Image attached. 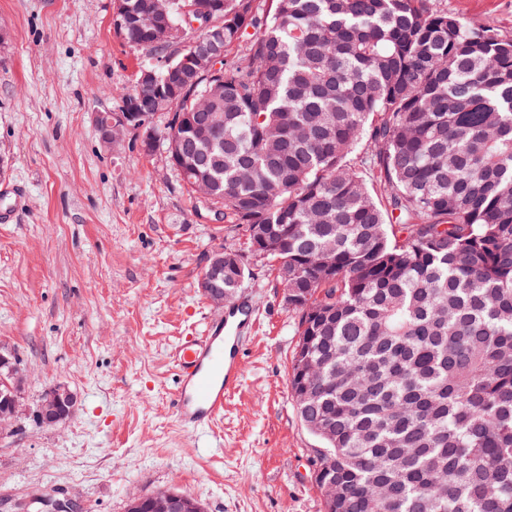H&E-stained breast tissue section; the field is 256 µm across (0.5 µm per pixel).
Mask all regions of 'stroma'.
Wrapping results in <instances>:
<instances>
[{"mask_svg":"<svg viewBox=\"0 0 512 512\" xmlns=\"http://www.w3.org/2000/svg\"><path fill=\"white\" fill-rule=\"evenodd\" d=\"M512 32V0H440ZM0 352L13 354L28 409L0 432V512L55 490L79 512H126L131 495L173 489L206 512H324L311 479L318 442L288 390L295 313L243 227L201 202L162 148L130 135L105 150L95 113L118 111L149 57L116 30L112 0H0ZM27 192L15 207L11 187ZM238 251L240 293L258 311L241 386L212 431L172 415L178 341L217 314L197 280L212 252ZM72 420L41 426L56 382ZM77 407L75 393L66 383L58 382L49 387L38 399L34 415L40 424L56 427L71 419Z\"/></svg>","mask_w":512,"mask_h":512,"instance_id":"obj_1","label":"stroma"}]
</instances>
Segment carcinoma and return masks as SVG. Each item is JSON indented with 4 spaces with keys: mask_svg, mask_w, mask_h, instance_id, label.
Wrapping results in <instances>:
<instances>
[{
    "mask_svg": "<svg viewBox=\"0 0 512 512\" xmlns=\"http://www.w3.org/2000/svg\"><path fill=\"white\" fill-rule=\"evenodd\" d=\"M224 89L180 59L121 96L200 150L208 202L267 226L297 314L325 512H512V33L435 0H223ZM166 57L150 27L122 30ZM239 47L233 51V47ZM224 113L202 143L160 112ZM224 294L249 276L226 249Z\"/></svg>",
    "mask_w": 512,
    "mask_h": 512,
    "instance_id": "cac0c4a2",
    "label": "carcinoma"
}]
</instances>
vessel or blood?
I'll list each match as a JSON object with an SVG mask.
<instances>
[{
    "label": "vessel or blood",
    "instance_id": "vessel-or-blood-1",
    "mask_svg": "<svg viewBox=\"0 0 512 512\" xmlns=\"http://www.w3.org/2000/svg\"><path fill=\"white\" fill-rule=\"evenodd\" d=\"M256 326V312L235 305L225 315L213 316L201 335L183 337L175 347L172 363L178 387L173 412L182 428H212L225 399L241 383L243 336Z\"/></svg>",
    "mask_w": 512,
    "mask_h": 512
}]
</instances>
